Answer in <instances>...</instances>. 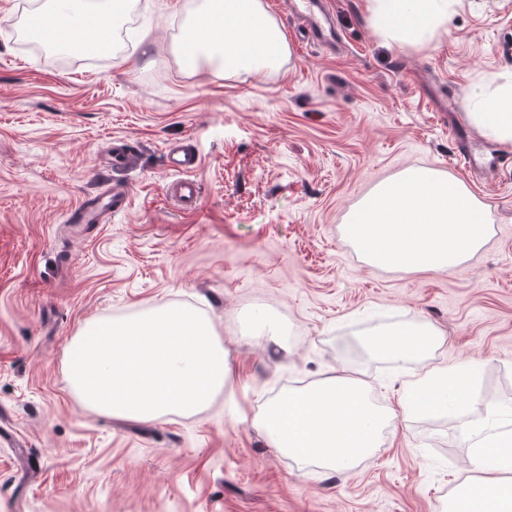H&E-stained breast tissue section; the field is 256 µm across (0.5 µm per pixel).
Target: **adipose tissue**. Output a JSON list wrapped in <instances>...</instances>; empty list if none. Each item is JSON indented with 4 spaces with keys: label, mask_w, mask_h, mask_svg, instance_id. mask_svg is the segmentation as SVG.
<instances>
[{
    "label": "adipose tissue",
    "mask_w": 512,
    "mask_h": 512,
    "mask_svg": "<svg viewBox=\"0 0 512 512\" xmlns=\"http://www.w3.org/2000/svg\"><path fill=\"white\" fill-rule=\"evenodd\" d=\"M460 0H367L368 19L384 42L422 47L441 37ZM133 0H45L24 26L27 38L51 46L72 44L92 50L130 11ZM179 61L208 66L216 74L265 77L289 58L290 49L264 0H200L174 43ZM468 119L484 138L512 145V81L477 85L465 99ZM431 328H387L367 339L371 352L409 357L437 347ZM468 411L478 440L468 459L479 472L458 486L447 512H512V431L502 428L496 410L478 407L476 389L465 366L434 367L411 383L399 409L375 405L351 377L337 374L269 400L258 420L274 448L302 464L346 470L372 457L382 430L398 412L424 415L447 406Z\"/></svg>",
    "instance_id": "ef3b65f1"
}]
</instances>
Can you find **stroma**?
<instances>
[{
  "instance_id": "1",
  "label": "stroma",
  "mask_w": 512,
  "mask_h": 512,
  "mask_svg": "<svg viewBox=\"0 0 512 512\" xmlns=\"http://www.w3.org/2000/svg\"><path fill=\"white\" fill-rule=\"evenodd\" d=\"M0 0V512H441L470 475L465 416L409 414L348 471L303 465L257 426L266 402L345 368L398 406L430 366L467 365L512 414V149L482 138L468 88L512 79V0H463L428 47L386 45L366 0H330L336 52L303 42L288 0H265L291 50L263 79L185 69L170 50L199 0H137L133 45L59 59ZM133 158L102 167L113 139ZM196 150L197 210L167 194L168 152ZM480 153L486 170L460 155ZM412 166L463 182L491 226L444 271L366 264L349 212ZM125 188L108 224L72 208ZM172 302L213 318L230 374L195 416L150 423L83 407L64 374L89 320ZM255 315L285 349L246 331ZM434 327L426 357L365 349L369 332Z\"/></svg>"
}]
</instances>
